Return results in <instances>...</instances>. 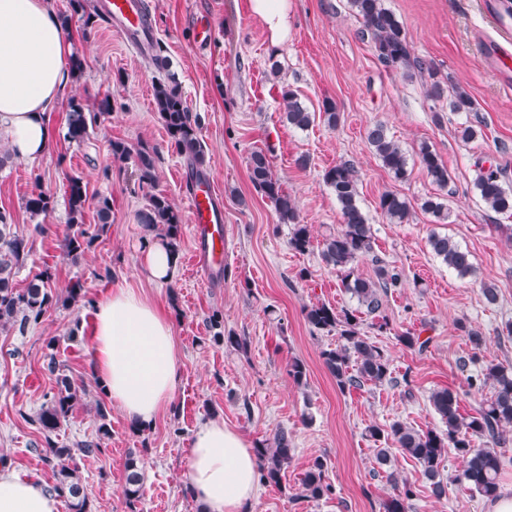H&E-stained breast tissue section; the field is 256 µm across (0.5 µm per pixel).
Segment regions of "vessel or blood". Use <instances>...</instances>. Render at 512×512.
Here are the masks:
<instances>
[{
  "label": "vessel or blood",
  "instance_id": "vessel-or-blood-1",
  "mask_svg": "<svg viewBox=\"0 0 512 512\" xmlns=\"http://www.w3.org/2000/svg\"><path fill=\"white\" fill-rule=\"evenodd\" d=\"M107 10L115 31L128 44L138 47L152 37V21L142 0H108ZM189 204L196 241L193 263L210 272L220 271L224 266V204L213 179L195 184Z\"/></svg>",
  "mask_w": 512,
  "mask_h": 512
}]
</instances>
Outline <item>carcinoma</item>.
Masks as SVG:
<instances>
[{
    "mask_svg": "<svg viewBox=\"0 0 512 512\" xmlns=\"http://www.w3.org/2000/svg\"><path fill=\"white\" fill-rule=\"evenodd\" d=\"M350 4L362 20L361 37L372 42L382 64L404 71L415 68L421 73H427L431 80V96L435 99L445 96L444 82L437 78L432 66L423 60L411 58L404 29L395 15L384 7L383 0H350ZM75 17L82 22L81 38L84 40L94 34L103 20L102 14L92 9L88 0H69L68 11L58 15L63 33L70 34ZM281 100L285 119L295 128H309L318 115L323 117L324 123L330 128L336 127L339 122L340 113L331 100L323 101L319 112H311L301 102L297 92L288 86L282 87ZM153 101L171 146L178 155L187 160L195 176H201L206 168L205 145L175 75L169 73L154 83ZM113 107L112 99L108 96L98 100L92 107L80 99H70L67 105L65 138L76 143L90 139L95 128L112 114ZM449 107L454 112H472L474 102L465 90L457 88L449 100ZM366 140L382 166L395 179H407V152L389 136L384 125L375 124L369 127L366 130ZM109 147L113 160H133L139 186L150 188L145 194V207L139 213V223L149 234H158L169 245L178 247L182 216L167 195L153 191L158 151L146 145L134 149L121 139L110 141ZM417 157L432 183L441 189L447 188L448 166L436 151L424 144L420 146ZM247 169L253 187L274 205L279 222L291 226L289 246L299 253L308 251L312 243L310 228L300 223L297 206L283 192L267 152L262 149L252 151L248 157ZM323 180L331 188L339 205L341 228L325 238L321 251L322 260L340 274L341 286L357 299L358 307L339 311L328 304L318 303L306 310V319L315 329L328 334L334 332L342 341L341 345L322 351L321 357L325 368L343 392L367 383H381L390 376L389 357L362 333L363 316H379L384 297L390 289L400 285L402 273L379 257L374 259V277L367 278L358 272V258L372 251L373 232L372 225L358 202L354 167L348 162L339 163L325 170ZM474 189L486 207L497 213L512 214V188L504 182L500 168H480L474 181ZM65 195L69 212V233L65 238V250L66 255L75 261L92 247L111 224L112 200L107 196L98 198V224L90 227L83 224L87 187L82 176H67ZM55 206V196L42 189L31 192L25 199V208L33 216L47 217L55 210ZM377 210L392 224H403L410 217L406 199L394 191L380 195ZM429 245L434 255L458 275L465 277L473 273L470 252L452 237L434 232L430 235ZM30 249L29 240L18 234L12 224L11 215L0 211V328L3 330L16 329L23 332L38 324L50 307L60 302L66 305L76 303L85 297L83 288L76 283L67 290L65 298H60L53 292L52 274L47 270L35 275L27 287H16V270ZM210 324L214 329L211 336L213 343L238 351L248 346L244 337L224 335L221 314H212ZM54 348L55 341H49L47 349L50 353L45 358L46 369L56 377V385L44 394L40 412L32 419L43 435L39 454L41 461L52 471L54 482L49 489L65 503L68 512H92V504L79 482L75 453L78 452L84 457H94L102 453L101 441L109 437L111 432L107 422V410L104 403H97V414L101 419L97 440L84 441L76 450L58 444L55 436L66 425L84 389L63 373L56 354L53 353ZM489 383L494 386L493 395L480 404L475 414L467 417L460 413L459 398L455 392L443 388L431 394L430 403L445 425L443 431H419L401 422H394L387 430L377 426L370 427L369 437L376 442L390 439L404 454L413 458L429 481L430 492L436 499L440 500L447 495V485L441 477V468L444 467L446 456L452 452L464 463L460 481L478 495L493 500L499 495V475L503 467V455L497 448L506 443L503 428L512 426V373L499 365L488 364L482 370L469 374L467 378L468 389L475 394L483 392ZM476 437L488 444V447H476ZM292 452L288 431L283 428L276 430L271 438L257 445L255 453L263 483L274 486L281 484L283 470L291 462ZM142 468L141 458L132 452L128 453L124 463L123 496L125 504L130 508L134 507L142 495ZM326 471V459L319 456L311 461L301 479L302 497L317 501L334 494L332 484L327 482ZM417 496L418 489L405 483L398 493L384 502V512H411L412 501Z\"/></svg>",
    "mask_w": 512,
    "mask_h": 512,
    "instance_id": "1",
    "label": "carcinoma"
}]
</instances>
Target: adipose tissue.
<instances>
[{
  "instance_id": "adipose-tissue-1",
  "label": "adipose tissue",
  "mask_w": 512,
  "mask_h": 512,
  "mask_svg": "<svg viewBox=\"0 0 512 512\" xmlns=\"http://www.w3.org/2000/svg\"><path fill=\"white\" fill-rule=\"evenodd\" d=\"M70 54L50 0H0V134L18 159L42 156L51 142L47 114L69 82ZM92 336V373L108 397L137 425L154 424L183 368L168 314L120 286L95 302ZM186 485L204 512H250L261 492L250 443L222 419L201 420ZM60 510L40 482L0 467V512Z\"/></svg>"
}]
</instances>
